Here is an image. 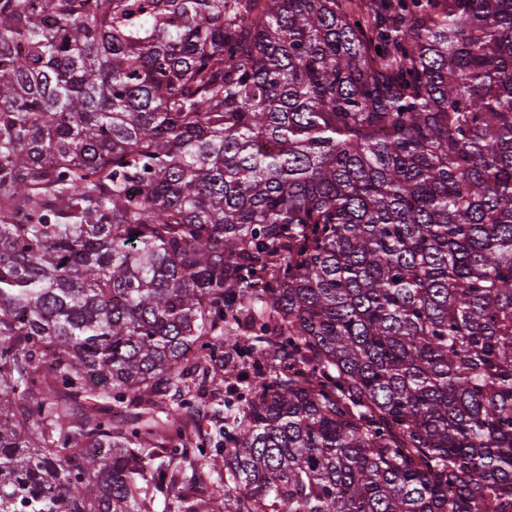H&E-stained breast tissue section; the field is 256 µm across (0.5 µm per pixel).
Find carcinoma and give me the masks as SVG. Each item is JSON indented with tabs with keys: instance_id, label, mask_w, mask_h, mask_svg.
I'll return each instance as SVG.
<instances>
[{
	"instance_id": "cac0c4a2",
	"label": "carcinoma",
	"mask_w": 512,
	"mask_h": 512,
	"mask_svg": "<svg viewBox=\"0 0 512 512\" xmlns=\"http://www.w3.org/2000/svg\"><path fill=\"white\" fill-rule=\"evenodd\" d=\"M166 482L512 512V0H0V512Z\"/></svg>"
}]
</instances>
